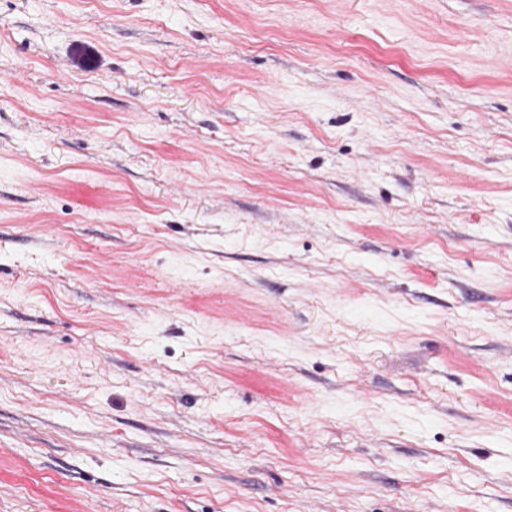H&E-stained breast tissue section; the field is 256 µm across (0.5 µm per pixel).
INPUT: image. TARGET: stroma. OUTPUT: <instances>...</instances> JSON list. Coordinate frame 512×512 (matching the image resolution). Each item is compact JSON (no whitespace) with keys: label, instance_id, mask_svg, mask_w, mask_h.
Wrapping results in <instances>:
<instances>
[{"label":"stroma","instance_id":"obj_1","mask_svg":"<svg viewBox=\"0 0 512 512\" xmlns=\"http://www.w3.org/2000/svg\"><path fill=\"white\" fill-rule=\"evenodd\" d=\"M0 512H512V0H0Z\"/></svg>","mask_w":512,"mask_h":512}]
</instances>
